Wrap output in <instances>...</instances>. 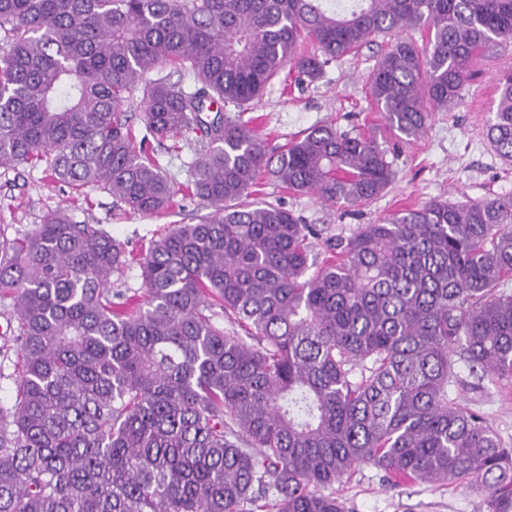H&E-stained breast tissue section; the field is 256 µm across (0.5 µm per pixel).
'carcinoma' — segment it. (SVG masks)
<instances>
[{"label": "carcinoma", "mask_w": 512, "mask_h": 512, "mask_svg": "<svg viewBox=\"0 0 512 512\" xmlns=\"http://www.w3.org/2000/svg\"><path fill=\"white\" fill-rule=\"evenodd\" d=\"M380 35L369 95L417 139L479 50L512 39V0H0V167L43 160L74 193L155 215L175 188L148 138L199 133L185 188L211 209L137 253L65 208L21 238L0 226L21 356L0 512H349L331 488L363 464L394 486L467 479L512 512V448L448 395L458 363L512 379V195L396 211L320 261L315 225L243 202L263 172L339 207L393 182L374 131L314 125L272 152L244 119L285 67L312 82ZM497 90L487 137L512 161L511 68ZM132 264L145 302L120 310L112 276Z\"/></svg>", "instance_id": "1"}]
</instances>
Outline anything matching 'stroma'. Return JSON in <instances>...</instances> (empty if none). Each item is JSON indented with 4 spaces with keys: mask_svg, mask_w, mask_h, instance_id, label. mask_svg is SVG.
Listing matches in <instances>:
<instances>
[{
    "mask_svg": "<svg viewBox=\"0 0 512 512\" xmlns=\"http://www.w3.org/2000/svg\"><path fill=\"white\" fill-rule=\"evenodd\" d=\"M387 47L377 38L358 52L329 63L316 81L297 86L277 77L268 84L248 113L261 123L268 148H276L316 124L328 122L342 131L359 128L364 121H379L368 98V77ZM512 67V40L486 46L478 55L474 75L461 104L432 117L419 139L397 143V174L388 189L360 210L322 204L310 194H293L261 178L258 197L282 202L305 223L316 225L322 241L315 254H323L326 239L346 238L358 225L370 224L395 211L422 205L440 197L462 201L512 195V162L501 158L486 137L494 117L497 79ZM66 208L76 220L97 224L125 249L137 250L174 224L196 222L205 215L197 199L178 198L171 209L155 216L130 211L97 188L73 197L68 186L47 177L43 164L0 167V224L9 234L33 232L47 211ZM12 301L0 297V404H11L19 347L7 331ZM449 395L479 410L506 445L512 446V394L501 382L464 376ZM334 489L351 512H485L481 497L466 484L435 486L429 483L386 486L384 474L364 464Z\"/></svg>",
    "mask_w": 512,
    "mask_h": 512,
    "instance_id": "1",
    "label": "stroma"
}]
</instances>
